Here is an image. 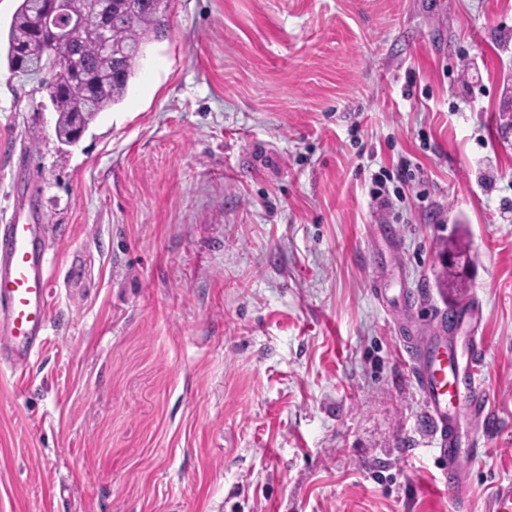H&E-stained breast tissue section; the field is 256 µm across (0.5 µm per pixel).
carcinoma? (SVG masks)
<instances>
[{
	"instance_id": "cac0c4a2",
	"label": "carcinoma",
	"mask_w": 512,
	"mask_h": 512,
	"mask_svg": "<svg viewBox=\"0 0 512 512\" xmlns=\"http://www.w3.org/2000/svg\"><path fill=\"white\" fill-rule=\"evenodd\" d=\"M112 26L106 34L108 46L90 28L73 32L78 51L66 58L47 32L35 26L38 0H18L6 41V60L11 71L35 76L40 88L52 87L48 96L58 113L56 135L65 144L79 141V133L102 112L125 97L138 61L147 47L165 36L170 0H111ZM65 68L66 79L50 82V75ZM461 254L452 253L440 288H460Z\"/></svg>"
}]
</instances>
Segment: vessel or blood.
Returning <instances> with one entry per match:
<instances>
[{
    "mask_svg": "<svg viewBox=\"0 0 512 512\" xmlns=\"http://www.w3.org/2000/svg\"><path fill=\"white\" fill-rule=\"evenodd\" d=\"M49 236L36 218L0 225V363L25 368L45 342L50 278L45 267ZM482 342L455 343L443 334L410 337L405 353L434 430L435 460L445 472L448 493L466 500L465 467L482 452L477 432H462L458 411L483 414L487 394L479 378ZM493 512H512V481L494 485Z\"/></svg>",
    "mask_w": 512,
    "mask_h": 512,
    "instance_id": "1",
    "label": "vessel or blood"
}]
</instances>
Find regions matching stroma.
Wrapping results in <instances>:
<instances>
[{"instance_id":"1","label":"stroma","mask_w":512,"mask_h":512,"mask_svg":"<svg viewBox=\"0 0 512 512\" xmlns=\"http://www.w3.org/2000/svg\"><path fill=\"white\" fill-rule=\"evenodd\" d=\"M56 118L1 59L0 220L47 224L53 293L0 367V512H492L512 0H171L125 99L72 147ZM451 237L488 396L463 508L401 356Z\"/></svg>"}]
</instances>
